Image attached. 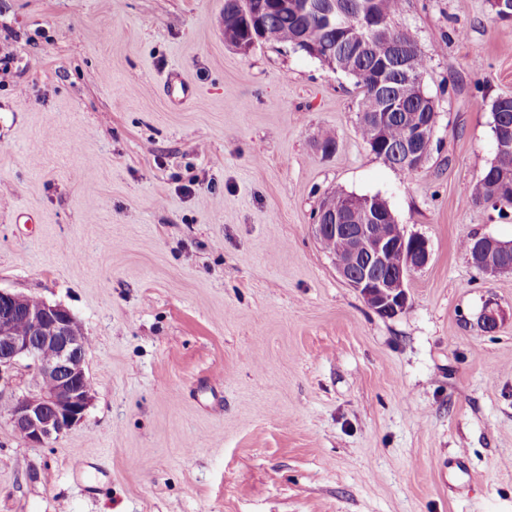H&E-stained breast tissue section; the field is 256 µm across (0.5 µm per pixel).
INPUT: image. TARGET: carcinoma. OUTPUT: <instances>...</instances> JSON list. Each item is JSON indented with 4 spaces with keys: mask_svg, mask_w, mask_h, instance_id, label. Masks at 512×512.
I'll return each mask as SVG.
<instances>
[{
    "mask_svg": "<svg viewBox=\"0 0 512 512\" xmlns=\"http://www.w3.org/2000/svg\"><path fill=\"white\" fill-rule=\"evenodd\" d=\"M403 0H312L304 13L276 10L272 0H238L234 11L224 10V22L241 27L246 34L261 23L266 41L295 47L313 56L310 43L336 58L362 90L357 117L365 143L377 157L404 174L413 169L397 159L382 156L384 148L401 143L410 119L425 121L426 113L437 111L432 97L420 83L407 82L406 72L423 74L427 60L415 35L393 24ZM400 52L391 62L392 48ZM397 89L408 101L407 117L377 126L372 117L383 111L385 92ZM493 134L512 139V96H500L490 103ZM470 201L500 203V210L512 209V153L496 156L473 185Z\"/></svg>",
    "mask_w": 512,
    "mask_h": 512,
    "instance_id": "obj_1",
    "label": "carcinoma"
}]
</instances>
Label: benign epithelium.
I'll return each instance as SVG.
<instances>
[{
	"label": "benign epithelium",
	"instance_id": "benign-epithelium-1",
	"mask_svg": "<svg viewBox=\"0 0 512 512\" xmlns=\"http://www.w3.org/2000/svg\"><path fill=\"white\" fill-rule=\"evenodd\" d=\"M224 42L245 54L255 46L256 39L226 26ZM435 125L432 120L410 125L396 151L405 165L416 170L424 165L421 142L434 132ZM381 217V200L368 197L349 201L344 218H339L333 192L319 203L314 232L322 243L331 234L345 237L346 249L332 254L337 273L370 309L388 317L408 306V279L426 265L429 250L424 238L408 236L402 229L397 235H376L373 224ZM510 251L512 242L483 237L467 257L483 273L495 275L512 272L511 266L495 263V259ZM394 253L400 254V265L390 270L387 264ZM19 315L25 316L28 323L26 335L17 331ZM70 320L72 314L61 305L0 290V383L9 381L23 361L27 362L28 370L49 382L10 398L9 423L33 447H42L79 425L92 399L86 372L88 346L80 337L70 334Z\"/></svg>",
	"mask_w": 512,
	"mask_h": 512
}]
</instances>
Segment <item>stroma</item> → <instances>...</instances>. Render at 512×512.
Segmentation results:
<instances>
[{"label": "stroma", "mask_w": 512, "mask_h": 512, "mask_svg": "<svg viewBox=\"0 0 512 512\" xmlns=\"http://www.w3.org/2000/svg\"><path fill=\"white\" fill-rule=\"evenodd\" d=\"M223 20L224 0H0V289L70 310L93 388L40 448L0 416V512H512V272L460 248L512 241V210L470 201L512 23L404 0L439 112L404 176L353 77L241 54ZM334 190L426 239L404 311L368 308L315 238ZM481 243L475 251L469 253L474 247L475 236L469 237L462 242V250L467 254L468 260L480 271L485 274L495 275L500 272H512L511 265L504 266L496 264L495 258L506 256L508 252H512V242H502L490 237H477ZM469 253V254H468ZM508 261L512 263V253L507 255Z\"/></svg>", "instance_id": "stroma-1"}]
</instances>
